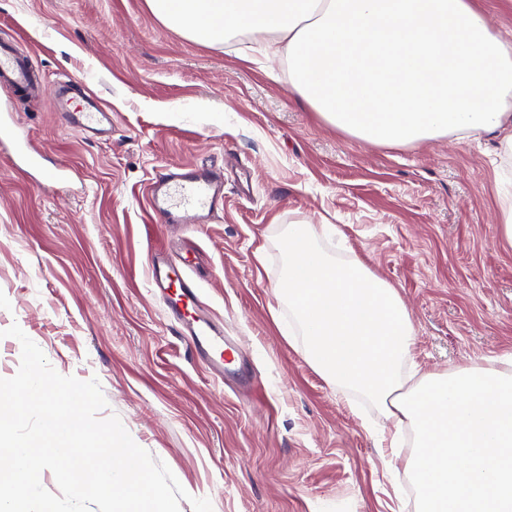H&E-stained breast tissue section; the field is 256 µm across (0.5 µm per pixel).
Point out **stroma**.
<instances>
[{
	"label": "stroma",
	"mask_w": 512,
	"mask_h": 512,
	"mask_svg": "<svg viewBox=\"0 0 512 512\" xmlns=\"http://www.w3.org/2000/svg\"><path fill=\"white\" fill-rule=\"evenodd\" d=\"M38 65V92L0 84L15 125L62 184L0 151V378L14 376L19 325L61 375L98 380L133 440L213 512H415L411 441L363 411L288 340L277 236L335 224L344 246L395 288L415 329V379L512 354V248L502 246L499 136L391 147L332 127L268 64L262 39L206 46L164 26L146 0H0V38ZM66 73L112 114L87 136L57 109ZM224 169V209L171 232L146 184L167 164ZM253 172L243 190L239 174ZM191 244L202 301L240 338L256 388L238 394L187 356L149 289L152 248Z\"/></svg>",
	"instance_id": "35a3bbf8"
}]
</instances>
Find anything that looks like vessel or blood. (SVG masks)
<instances>
[{
  "mask_svg": "<svg viewBox=\"0 0 512 512\" xmlns=\"http://www.w3.org/2000/svg\"><path fill=\"white\" fill-rule=\"evenodd\" d=\"M0 82L22 93L32 92L36 76L29 56L18 54L11 42L0 40ZM60 108L86 132H103L110 126V114L96 98L73 92L71 82L61 85ZM6 147L16 167L40 172L52 183L68 177L66 163L45 168L43 154L21 131L12 130ZM149 209L161 224H206L224 205V171L220 168L180 165L158 170L148 184ZM149 286L165 306L170 327L186 352L204 365L214 379L245 384L251 379L239 359L236 342L225 338L224 323L201 301L202 280L194 266L193 250L183 246L180 256L164 249L151 250Z\"/></svg>",
  "mask_w": 512,
  "mask_h": 512,
  "instance_id": "vessel-or-blood-1",
  "label": "vessel or blood"
}]
</instances>
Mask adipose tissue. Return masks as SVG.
I'll return each instance as SVG.
<instances>
[{"label": "adipose tissue", "mask_w": 512, "mask_h": 512, "mask_svg": "<svg viewBox=\"0 0 512 512\" xmlns=\"http://www.w3.org/2000/svg\"><path fill=\"white\" fill-rule=\"evenodd\" d=\"M166 27L220 45L271 37L293 89L374 145L501 134L512 148V41L477 0H146Z\"/></svg>", "instance_id": "adipose-tissue-1"}]
</instances>
